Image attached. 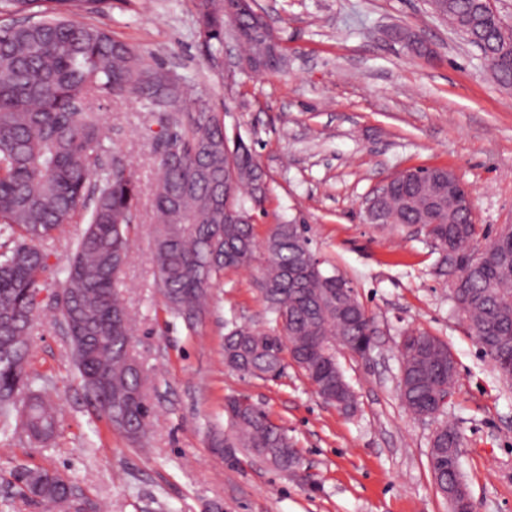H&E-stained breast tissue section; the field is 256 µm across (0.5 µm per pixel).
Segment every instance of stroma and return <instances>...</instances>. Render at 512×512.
<instances>
[{
	"mask_svg": "<svg viewBox=\"0 0 512 512\" xmlns=\"http://www.w3.org/2000/svg\"><path fill=\"white\" fill-rule=\"evenodd\" d=\"M283 49L281 74L228 73L201 53L194 0H111L96 25L178 75L187 100L223 113L229 137L251 144L268 180L257 239L277 224L309 227L311 248L337 270L374 316L366 357L338 350L356 396L345 413L325 404L295 366L276 381L224 364L225 325L267 326L256 268L225 271L195 332L170 318L154 278L152 189L159 127L135 99L106 104L110 152L141 186L126 302L137 317L134 352L154 408L147 447L88 406L65 332L41 311L29 371L57 406L58 432L38 447L25 434L0 437V502L36 512L10 485L18 465L68 478L95 512H448L428 455L435 428L403 407L398 341L416 329L444 339L457 363L440 420L457 427L460 469L476 512H512V383L484 356L423 233L371 224L365 200L381 182L417 167L453 170L472 191L480 237L512 224V89L492 78L479 51L431 14L429 0H257ZM407 27L436 49L406 54L389 32ZM241 395L285 427L316 484L240 457L215 455L208 431L224 400Z\"/></svg>",
	"mask_w": 512,
	"mask_h": 512,
	"instance_id": "1",
	"label": "stroma"
}]
</instances>
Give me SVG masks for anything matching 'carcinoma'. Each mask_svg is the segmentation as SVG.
<instances>
[{
    "label": "carcinoma",
    "instance_id": "cac0c4a2",
    "mask_svg": "<svg viewBox=\"0 0 512 512\" xmlns=\"http://www.w3.org/2000/svg\"><path fill=\"white\" fill-rule=\"evenodd\" d=\"M110 0H0V237L21 243L0 252V433L24 432L51 440L58 416L52 400L27 371L31 340L40 327L47 287L49 244L75 215L87 227L62 270L54 309L70 345L82 388L98 416L135 443L147 437L152 405L143 367L131 359L134 319L125 304L122 272L132 248L140 187L135 174L101 168L110 149L101 104L137 96L161 127L164 149L153 191L156 285L165 310L190 331L206 314L211 292L227 269L258 263V285L268 313L266 329L233 324L224 335V364L242 374L274 380L290 356L318 391L349 411L356 395L336 358L374 348L375 321L342 276L314 259L302 224H277L264 241L250 223L259 183L266 175L251 147L231 143L224 118L204 98L187 107L179 78L151 66L142 52L74 15L103 12ZM436 14L455 13L460 33L485 57L502 87H512V27L489 0H431ZM201 48L211 66L224 56V25L233 27L244 56L265 60V71L283 69L285 56L268 52L255 36L262 14L231 20L224 0H196ZM416 169L392 182L395 199L388 223L421 224L435 244L477 243L469 208L448 213V198L423 183ZM236 181L229 213L224 182ZM456 295L464 319L499 375L512 381V230L500 232L469 263ZM398 389L404 407L419 420H436L454 384L456 363L448 343L416 330L399 342ZM210 447L267 459L296 473L301 457L288 430L261 406L239 397L224 403V431ZM459 432L439 424L432 435L429 467L451 512H467L448 490L465 483L453 448ZM20 493L46 512H82L72 483L56 471L25 465L12 472Z\"/></svg>",
    "mask_w": 512,
    "mask_h": 512
}]
</instances>
